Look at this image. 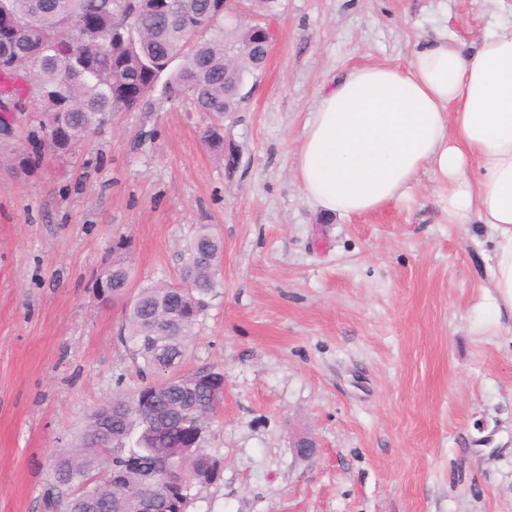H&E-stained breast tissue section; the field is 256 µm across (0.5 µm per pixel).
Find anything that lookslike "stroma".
<instances>
[{"label":"stroma","instance_id":"35a3bbf8","mask_svg":"<svg viewBox=\"0 0 512 512\" xmlns=\"http://www.w3.org/2000/svg\"><path fill=\"white\" fill-rule=\"evenodd\" d=\"M512 0H279L266 65L225 123L153 91L64 161L0 172V512H53L51 463L137 387L121 304L91 281L126 238L132 290L176 281L197 225L224 253L182 372L224 376L187 512H512V330L484 299L490 229L443 218L430 171L378 213L327 215L292 168L322 84L478 40ZM302 435L317 442L298 458Z\"/></svg>","mask_w":512,"mask_h":512}]
</instances>
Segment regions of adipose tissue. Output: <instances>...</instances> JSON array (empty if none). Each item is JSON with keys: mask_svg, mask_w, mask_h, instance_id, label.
I'll list each match as a JSON object with an SVG mask.
<instances>
[{"mask_svg": "<svg viewBox=\"0 0 512 512\" xmlns=\"http://www.w3.org/2000/svg\"><path fill=\"white\" fill-rule=\"evenodd\" d=\"M425 170L449 223L491 228L485 292L512 323V23L472 49L439 33L407 65L324 84L293 165L315 209L346 217L411 197Z\"/></svg>", "mask_w": 512, "mask_h": 512, "instance_id": "obj_1", "label": "adipose tissue"}]
</instances>
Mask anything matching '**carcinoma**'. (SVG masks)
Returning a JSON list of instances; mask_svg holds the SVG:
<instances>
[{
  "label": "carcinoma",
  "instance_id": "cac0c4a2",
  "mask_svg": "<svg viewBox=\"0 0 512 512\" xmlns=\"http://www.w3.org/2000/svg\"><path fill=\"white\" fill-rule=\"evenodd\" d=\"M210 33L205 40L193 36ZM265 31L242 23L224 0H0V125L34 112L26 131L31 151L0 140V170L33 171L49 144L60 160L114 112L138 107L166 76L162 95L187 101L211 116L201 139L226 155L224 114L233 111L238 87L264 65ZM185 55L173 68L169 61ZM223 243L212 225L199 224L183 254L178 281L142 288L126 304L121 341L142 361V383L131 393L96 408L77 448L52 460L59 492L57 512H152L185 508L172 484L170 461L189 459L198 483L214 482L209 453L198 430L223 403L215 392L178 386L173 371L185 359L204 309V297L220 274ZM131 283L126 240L112 245L111 257L94 280L98 299H123ZM125 466L119 479H90V471Z\"/></svg>",
  "mask_w": 512,
  "mask_h": 512
}]
</instances>
